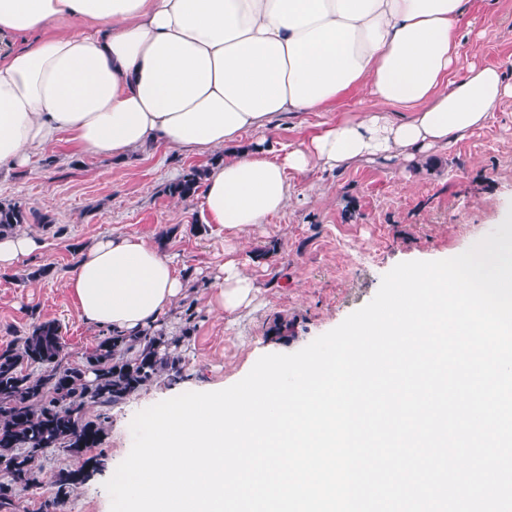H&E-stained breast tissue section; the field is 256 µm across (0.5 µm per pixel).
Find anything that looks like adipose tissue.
I'll use <instances>...</instances> for the list:
<instances>
[{"label": "adipose tissue", "instance_id": "ef3b65f1", "mask_svg": "<svg viewBox=\"0 0 512 512\" xmlns=\"http://www.w3.org/2000/svg\"><path fill=\"white\" fill-rule=\"evenodd\" d=\"M463 0H0V168L69 142L132 150L222 149L202 182L206 223L231 236L283 211L289 174L376 158L413 161L482 126L512 97L498 68L461 65ZM68 33L54 34L59 23ZM363 89L376 111L326 126L279 155L238 149L284 112H329ZM412 107L405 120L383 105ZM90 325L157 329L189 291L173 255L118 234L82 247L65 284ZM258 292L225 259L207 304L234 314Z\"/></svg>", "mask_w": 512, "mask_h": 512}]
</instances>
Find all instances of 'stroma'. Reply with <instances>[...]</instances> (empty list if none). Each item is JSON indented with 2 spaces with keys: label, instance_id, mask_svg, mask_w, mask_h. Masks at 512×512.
Returning <instances> with one entry per match:
<instances>
[{
  "label": "stroma",
  "instance_id": "1",
  "mask_svg": "<svg viewBox=\"0 0 512 512\" xmlns=\"http://www.w3.org/2000/svg\"><path fill=\"white\" fill-rule=\"evenodd\" d=\"M458 40L464 62L499 67L512 82V0H465ZM375 107L364 91L354 90L333 111L285 114L273 134L250 132L241 144L274 154ZM210 159L194 149L152 145L118 163L73 155L62 142L38 154L32 168L0 170V201L22 203L51 219L46 226L25 225L42 248L17 270L0 273V347L34 323L54 319L70 364L106 336V329L84 321L65 289L78 249L105 236L149 239L175 254L178 270L198 282L166 321L169 333L180 334L186 309L194 311L180 377L161 376L107 410L88 406V417L108 416L96 450L104 465L67 497L61 512H110L104 484L130 452L137 412L185 392L235 384L262 355L297 352L337 327L373 299L383 275L398 263L454 256L499 226L512 210V99L492 106L483 126L417 163L379 159L291 176L288 206L233 239L223 227L205 223L198 200L182 201L165 190L184 170L208 166ZM271 245L275 253L259 258ZM231 247L260 295L252 307L221 318L206 301ZM41 267L46 276L30 279ZM80 464L65 451L47 453L39 485L19 493L14 512H41L55 492L54 471Z\"/></svg>",
  "mask_w": 512,
  "mask_h": 512
}]
</instances>
